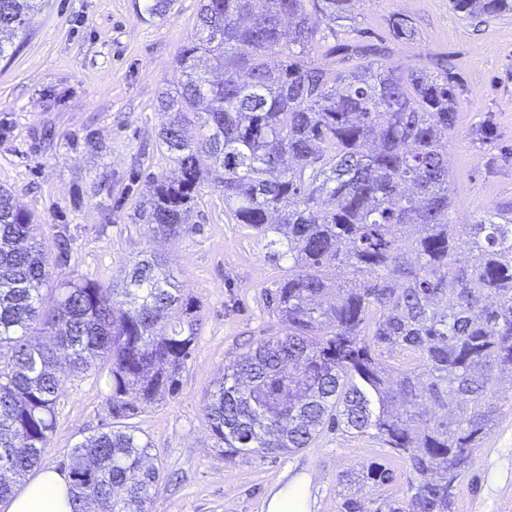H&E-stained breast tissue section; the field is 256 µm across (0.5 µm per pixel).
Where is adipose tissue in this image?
Masks as SVG:
<instances>
[{
  "label": "adipose tissue",
  "instance_id": "1",
  "mask_svg": "<svg viewBox=\"0 0 512 512\" xmlns=\"http://www.w3.org/2000/svg\"><path fill=\"white\" fill-rule=\"evenodd\" d=\"M68 495L66 475L56 469H47L9 498L4 508L5 512H70Z\"/></svg>",
  "mask_w": 512,
  "mask_h": 512
}]
</instances>
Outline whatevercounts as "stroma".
<instances>
[{
	"label": "stroma",
	"instance_id": "stroma-1",
	"mask_svg": "<svg viewBox=\"0 0 512 512\" xmlns=\"http://www.w3.org/2000/svg\"><path fill=\"white\" fill-rule=\"evenodd\" d=\"M143 0H48L14 57L0 60V187L27 210L46 239L66 230L70 273L104 285L144 251L166 257L202 324L175 394L135 420L163 481L154 512H267L271 488L305 480L310 512H336L339 474L385 462L379 440L323 432L311 447L265 460L225 457L203 412L204 396L248 344L281 334L263 293L283 277L264 241L226 213L212 179L199 186L190 223L174 241L153 239L144 211L150 184L177 171L159 146L158 100L197 30L199 0H177L145 22ZM410 16L414 41L389 37V19ZM337 38L387 40L403 65L444 58L456 84L457 123L448 134V221L472 224L512 212V14L475 19L449 0H354ZM107 371L64 381L42 467L62 468L74 445L106 430ZM482 462L463 480L458 512H512V397L483 442Z\"/></svg>",
	"mask_w": 512,
	"mask_h": 512
}]
</instances>
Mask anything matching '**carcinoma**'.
<instances>
[{"label": "carcinoma", "mask_w": 512, "mask_h": 512, "mask_svg": "<svg viewBox=\"0 0 512 512\" xmlns=\"http://www.w3.org/2000/svg\"><path fill=\"white\" fill-rule=\"evenodd\" d=\"M44 0H0L3 36H28ZM352 0H200L199 28L178 77L159 97L158 137L180 177L153 179L145 210L155 236L181 238L205 173L224 207L288 260L264 304L286 326L239 354L206 394L224 455L260 459L309 448L326 429L380 440L407 466L406 489L369 509L355 486L395 479L377 462L338 478L336 512H456L462 479L512 391V216L493 210L448 223L455 85L407 69L359 35L317 66L324 21ZM475 18L512 0H451ZM174 0L141 15L164 18ZM394 39L412 20L390 18ZM196 119L201 137L184 127ZM467 251L459 263L456 251ZM202 318L155 253L119 286L51 283L38 225L0 189V499L38 465L56 424L62 367H108L109 429L76 444L66 464L71 512H153L162 476L133 419L177 390ZM54 342L31 340L37 327Z\"/></svg>", "instance_id": "1"}]
</instances>
